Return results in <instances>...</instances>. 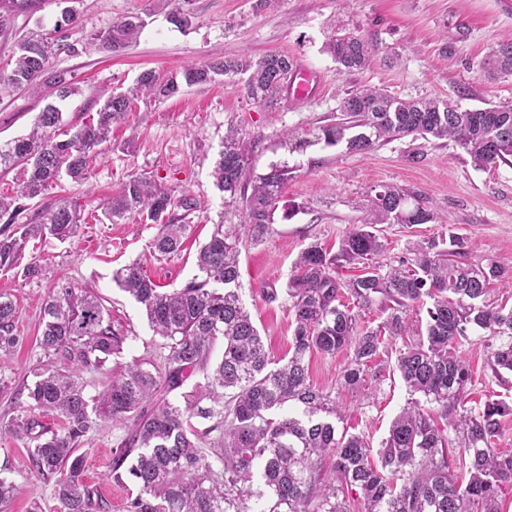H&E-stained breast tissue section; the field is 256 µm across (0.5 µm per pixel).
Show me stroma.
<instances>
[{
	"label": "stroma",
	"mask_w": 512,
	"mask_h": 512,
	"mask_svg": "<svg viewBox=\"0 0 512 512\" xmlns=\"http://www.w3.org/2000/svg\"><path fill=\"white\" fill-rule=\"evenodd\" d=\"M254 2L193 0L194 22L181 29L155 10L153 0H81L73 40L85 42L90 34L134 15L143 19L144 27L138 41L121 53L91 48L55 59V68L71 72L80 87L79 94L59 101L63 122L57 139L96 112L102 91H126L147 69L165 79L191 63L285 53L304 61L317 89L310 100L288 97L273 110L248 99L243 84L221 80L184 89L164 101L138 100L99 147L86 183L65 178L28 201L27 216L65 205L77 209L82 221L73 238L29 240L21 267L0 270V293L8 294L16 306L14 333L19 338L10 352H0V424L25 412L26 399L18 390L33 382L43 364L38 346L43 307L61 285L96 296L114 327L128 333L121 352L102 368L81 371L87 396H97L127 366L160 365L165 354L162 338L154 334L140 305L113 282L112 274L137 261L167 290L183 286L196 274L197 252L213 225L232 217L212 178L224 132L232 125L255 142V173H264L273 162L288 163L292 170L271 233L259 244L243 245L239 257L242 299L273 358L284 357L290 347L293 313L284 288L299 253L312 243L336 251L345 232L363 223L367 196L376 186L420 192L448 220L444 227L377 225L384 245L382 262L394 263L407 255L413 242L437 236L447 227L465 239L471 262L488 259L512 272L511 163L477 169L461 148L445 140L418 145L403 137L365 155L320 145L292 152L284 144L286 133L303 135L338 121L341 99L366 86L401 99L439 98L464 109L512 105V77L493 79L484 69L497 44L512 37V0H350L346 5L340 0H281L276 9L260 13L254 11ZM336 27L359 28L377 42L375 62L362 70L339 68L323 50ZM55 99L50 89L41 98L25 90L0 98V143L28 133L46 101ZM417 148L423 157L411 160ZM139 174L151 176L173 195L187 192L203 202L187 219L181 254L170 260L160 262L149 254L156 232L153 222L131 215L112 224L99 207L130 176ZM30 263L42 266L41 277L24 275L23 267ZM425 323V311L409 312L405 335L388 338L379 365L369 369L357 393L340 387L346 353L311 356L310 379L345 407L343 426L349 433L375 446L386 437L410 399L395 369L397 355L405 344L421 338ZM461 357L470 371V407L479 409L495 399L512 405V372L491 370L482 338L471 337ZM113 437L108 423L93 432L85 481L98 488L106 512H125L127 498L137 489L108 478ZM0 477L16 487L0 512H31L35 503L41 512H57L50 484L31 469L26 445L7 434H0Z\"/></svg>",
	"instance_id": "35a3bbf8"
}]
</instances>
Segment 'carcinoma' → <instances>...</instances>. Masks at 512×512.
I'll return each mask as SVG.
<instances>
[{"label":"carcinoma","mask_w":512,"mask_h":512,"mask_svg":"<svg viewBox=\"0 0 512 512\" xmlns=\"http://www.w3.org/2000/svg\"><path fill=\"white\" fill-rule=\"evenodd\" d=\"M42 0H0V36L11 35L9 22L32 15ZM62 11L51 31L38 27L14 40V52L0 65V97L16 90L56 89L62 100L75 94L74 77L53 69L61 54L79 53L77 43L59 28L72 29L79 18L76 3ZM169 9L171 23L186 28L194 14L191 0H156ZM143 27L126 19L94 33L91 40L118 52L135 41ZM324 51L346 70L368 67L378 46L353 28L330 36ZM294 59L281 53L239 56L191 64L180 76L159 80L142 72L135 87L108 95L95 115L58 140L62 112L49 103L31 132L0 144V170L23 166L24 180L13 197L0 196V270L13 269L26 240L77 234L81 215L65 207L50 209L26 222L23 199L45 194L61 175L76 183L89 177L90 161L107 142L112 124L130 111L132 101L167 98L181 88L222 76L244 82L246 96L274 107L282 99ZM493 75L512 76V40L504 41L485 61ZM342 118L326 124L311 139L291 143L303 149L320 142L345 144L348 153H367L401 137L450 140L478 169L493 168L512 158V106L463 109L440 99L403 100L379 87H365L342 99ZM253 143L237 128L224 134V147L214 168L216 188L224 202L241 205L237 224H215L197 256L198 274L172 292L161 290L139 262L113 272L112 280L145 311L169 353L164 370L152 373L140 364L112 377L95 397L85 393L79 371L100 368L120 352L126 334L112 327L101 302L67 285L45 303L39 347L47 363L26 394L28 414L3 425L30 448L32 469L52 485L59 512H101L106 503L98 489L83 480L90 433L105 421L122 431L112 449L108 478L131 481L137 494L126 512H501L499 492L512 484V453L497 448L500 418L512 405L488 401L467 407L469 370L458 346L480 329L498 339L489 363L493 371H512V307L487 299L489 285L505 272L489 262L472 263L465 240L430 237L410 248L412 257L386 270L375 261L383 250L374 224H440L442 219L422 194L384 186L367 200L364 224L346 232L336 253L312 244L300 254L286 292L294 315L288 356L273 359L239 294L240 246L257 244L272 230L271 218L290 170L272 164L262 175L249 167ZM188 192L173 196L146 176H133L102 205L113 224L137 214L157 228L149 252L157 260L179 254L187 217L200 209ZM362 264L364 272L348 280L339 270ZM354 300L349 307L342 299ZM429 302H424V299ZM379 304L388 311L381 326L359 325L360 309ZM426 307V333L405 346L396 370L410 395H421L430 407L413 399L394 419L378 449L364 437L337 431L345 415L332 392L310 383L307 361L314 353L349 352L341 385L356 390L366 382L368 363L380 354L384 336H400L407 312ZM16 308L0 294V350L17 343ZM224 352L212 362L218 338ZM65 357L73 369L61 371L51 357ZM207 380L208 394L182 393L184 404L167 398L194 375ZM56 412L64 427L52 432L36 418ZM447 420L449 439L433 414ZM209 422L198 430L190 419ZM218 448L214 467L202 448ZM360 489L361 502L342 497L344 488Z\"/></svg>","instance_id":"1"}]
</instances>
